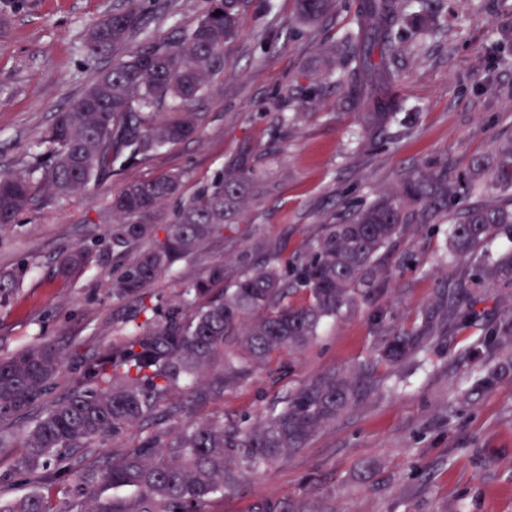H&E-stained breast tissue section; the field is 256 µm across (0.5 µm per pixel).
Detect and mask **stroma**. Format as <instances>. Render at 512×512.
<instances>
[{
    "label": "stroma",
    "mask_w": 512,
    "mask_h": 512,
    "mask_svg": "<svg viewBox=\"0 0 512 512\" xmlns=\"http://www.w3.org/2000/svg\"><path fill=\"white\" fill-rule=\"evenodd\" d=\"M358 0H339L334 15L308 23L295 0H246L237 36L225 43L223 74L214 79L199 133L127 165L87 191L38 200L0 235V271L24 264L27 275L0 307V356L37 339L65 354L66 382L83 355L112 340V324L133 303L113 296L117 260L66 282L53 273L58 253L102 234L101 217L127 182L182 176L164 207L172 220L250 147L263 173V194L236 225L207 243L208 260L227 278L257 259L258 248L292 258L322 226L399 189L409 176L444 168L465 177L474 158L493 160L512 139V0H445L440 32L407 41L396 91L402 110L393 140L360 144L359 110L339 87L314 90L331 65L329 48L350 28ZM127 0H0V173L25 171L58 113L66 111L111 56L87 61L83 41L98 21ZM147 29L165 36L195 26L206 0H143ZM292 89L294 99L281 95ZM291 124H284V116ZM474 260L461 257L443 224H413L397 239L377 290L329 324L309 347L255 367L196 416L253 419L313 376L368 372L374 387L319 430L306 447L208 503V512H512V283L475 285ZM464 287L467 321H444L431 364L413 358L390 365L376 348L415 327L422 311ZM493 386L477 385L486 337Z\"/></svg>",
    "instance_id": "1"
}]
</instances>
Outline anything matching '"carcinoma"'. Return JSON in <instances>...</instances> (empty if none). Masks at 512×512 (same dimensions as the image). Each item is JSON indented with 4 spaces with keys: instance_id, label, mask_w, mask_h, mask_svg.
I'll list each match as a JSON object with an SVG mask.
<instances>
[{
    "instance_id": "1",
    "label": "carcinoma",
    "mask_w": 512,
    "mask_h": 512,
    "mask_svg": "<svg viewBox=\"0 0 512 512\" xmlns=\"http://www.w3.org/2000/svg\"><path fill=\"white\" fill-rule=\"evenodd\" d=\"M141 0L102 19L87 34L83 51L92 61L139 33V45L112 60L71 108L58 114L24 173L0 175V232L37 200L38 193L66 197L112 176L122 161H144L159 149L199 131L197 111L213 78L224 72V43L237 33L243 0H208L198 23L165 37L144 32ZM337 0H296L299 17L316 21L335 11ZM410 0H363L355 26L336 51L327 78L342 86L362 110L359 141L383 136L401 105L390 86L407 27L430 36L410 18ZM221 14H215V11ZM261 182L253 152L242 149L202 193L184 203L170 224L160 223L164 204L178 194L181 176L131 181L112 197L116 220L104 223L112 255L124 259L111 282L112 295L135 301L132 312L112 324V343L80 359L64 394L53 390L63 355L40 341L0 356V485L29 476L25 493L0 500V512H205L204 505L235 489L242 474L269 467L305 447L341 411L368 390L365 373L314 377L288 394L280 409L255 421L224 422V413L194 416V408L245 381L252 368L274 354L316 341L320 328L356 302L359 286L383 266L405 225L448 216V199L498 192L497 205L462 206L448 224L457 252L478 255L496 235L512 237V141L498 147L487 167L472 162L465 189L438 171L409 177L401 191H380L337 224H328L298 260L278 255L250 262L228 285L224 262H206L193 281L174 289L167 307L149 305V290L180 258L202 260V247L224 236ZM146 244L133 258L127 255ZM97 245L65 249L57 274L63 279L100 265ZM27 268L0 272V307L23 282ZM512 273V255L480 264L473 281L490 285ZM305 294L300 303L294 294ZM436 311L427 309L415 331L389 337L382 359L402 361L426 354ZM182 404H171L175 394ZM30 417L21 432L14 423ZM176 420L174 430L163 426ZM139 424L144 436L120 454L100 449ZM72 481L78 495L62 507L44 489ZM103 488L131 489L135 497L97 501Z\"/></svg>"
}]
</instances>
